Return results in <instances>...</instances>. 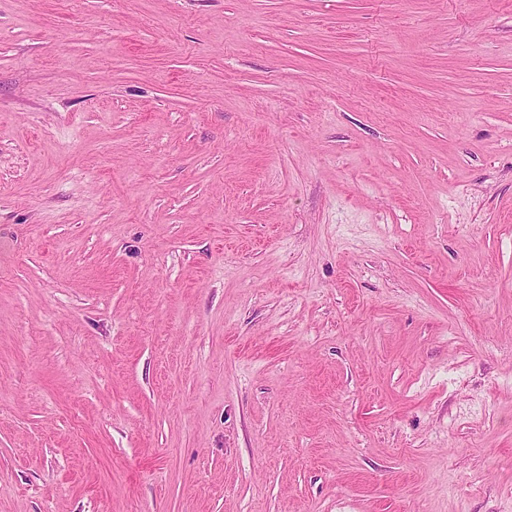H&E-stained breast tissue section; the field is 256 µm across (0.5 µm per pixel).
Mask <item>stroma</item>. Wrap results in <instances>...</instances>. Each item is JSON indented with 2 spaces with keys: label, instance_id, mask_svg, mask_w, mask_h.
<instances>
[{
  "label": "stroma",
  "instance_id": "35a3bbf8",
  "mask_svg": "<svg viewBox=\"0 0 512 512\" xmlns=\"http://www.w3.org/2000/svg\"><path fill=\"white\" fill-rule=\"evenodd\" d=\"M0 512H512V0H0Z\"/></svg>",
  "mask_w": 512,
  "mask_h": 512
}]
</instances>
